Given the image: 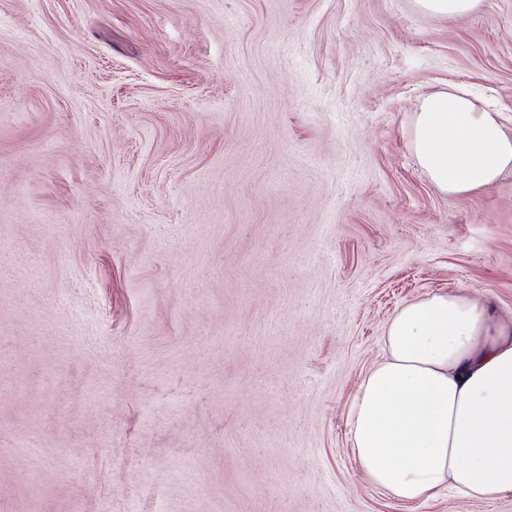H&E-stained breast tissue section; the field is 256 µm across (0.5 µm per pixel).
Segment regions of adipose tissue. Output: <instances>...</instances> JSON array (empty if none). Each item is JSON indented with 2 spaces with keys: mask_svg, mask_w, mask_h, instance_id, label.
<instances>
[{
  "mask_svg": "<svg viewBox=\"0 0 512 512\" xmlns=\"http://www.w3.org/2000/svg\"><path fill=\"white\" fill-rule=\"evenodd\" d=\"M411 148L431 184L451 195L512 172V134L468 92L424 98ZM384 355L348 407L351 448L371 483L414 502L512 495V322L463 293H435L389 321Z\"/></svg>",
  "mask_w": 512,
  "mask_h": 512,
  "instance_id": "adipose-tissue-1",
  "label": "adipose tissue"
}]
</instances>
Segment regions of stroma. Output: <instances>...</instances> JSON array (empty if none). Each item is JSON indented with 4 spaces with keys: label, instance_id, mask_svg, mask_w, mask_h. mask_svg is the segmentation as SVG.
<instances>
[{
    "label": "stroma",
    "instance_id": "1",
    "mask_svg": "<svg viewBox=\"0 0 512 512\" xmlns=\"http://www.w3.org/2000/svg\"><path fill=\"white\" fill-rule=\"evenodd\" d=\"M451 86L512 131V0H0V512H512L351 452L404 304L512 316V173L410 149ZM423 12L439 15L449 20L463 19L471 15L481 0H414Z\"/></svg>",
    "mask_w": 512,
    "mask_h": 512
}]
</instances>
